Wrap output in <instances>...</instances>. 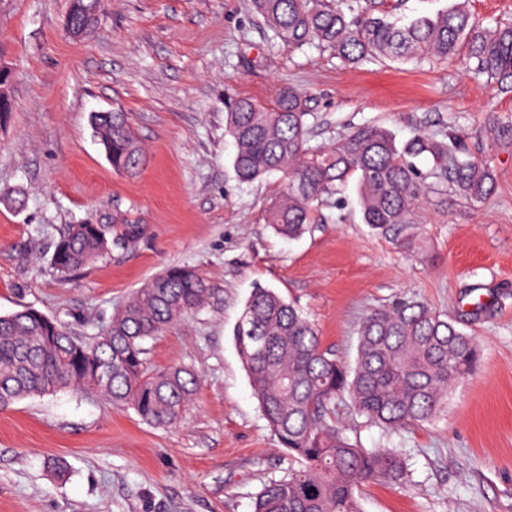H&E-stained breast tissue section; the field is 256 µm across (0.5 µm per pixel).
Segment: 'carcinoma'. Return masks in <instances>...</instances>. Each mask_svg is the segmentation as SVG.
Segmentation results:
<instances>
[{"label":"carcinoma","mask_w":512,"mask_h":512,"mask_svg":"<svg viewBox=\"0 0 512 512\" xmlns=\"http://www.w3.org/2000/svg\"><path fill=\"white\" fill-rule=\"evenodd\" d=\"M466 2L454 0L433 17L404 24L375 14L383 0H369L359 13L336 0H253V7L288 47L316 44L348 63L421 65L446 60L463 44L469 71L496 92L511 93L512 26L480 25ZM308 116L306 100L291 88L271 106L243 97L228 112L237 178L248 183L280 173L288 179L287 191L267 210V223L282 237L304 234L313 211L351 181L363 222L382 235L402 236L408 246L415 245L407 230L421 204L446 205L450 193L481 202L494 189L493 172L453 131L440 139L417 131L399 146L389 129L370 124L313 149ZM92 125L114 170L140 166L143 149L125 113L94 112ZM483 135L492 146L512 145V123L494 121ZM422 156L432 159L426 172L416 163ZM113 222L65 226L51 264L74 272L112 245L132 246L146 234L143 224ZM213 298L198 270L178 266L135 291L92 336H75L64 322L31 307L1 315L0 408L67 389L131 409L154 427L179 422L196 377L184 367L152 369L144 343ZM232 337L270 430L296 462L264 487L254 512H363L359 486L399 484L407 477L405 463L394 448L368 451L352 443L332 421L331 407L346 396L384 429L429 423L446 411L448 393L480 357L473 337L410 299L363 320L350 364L322 346L317 326L292 302L262 286L247 300Z\"/></svg>","instance_id":"1"}]
</instances>
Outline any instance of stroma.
<instances>
[{"instance_id": "stroma-1", "label": "stroma", "mask_w": 512, "mask_h": 512, "mask_svg": "<svg viewBox=\"0 0 512 512\" xmlns=\"http://www.w3.org/2000/svg\"><path fill=\"white\" fill-rule=\"evenodd\" d=\"M68 0H0V315L26 307L92 334L164 269L189 265L211 303L147 340L153 368L180 365L199 381L180 423L155 428L133 410L73 391L0 409V512H253L256 495L294 460L269 429L231 339L255 284L313 319L323 346L354 360L370 312L414 296L455 320L481 349L443 416L386 430L337 402L334 417L360 446L394 448L408 483L368 481L364 512H512V146L488 147V120L512 123V93L495 92L463 55L421 67L348 64L317 46L288 49L252 0H106L93 33L63 27ZM307 99L309 144L382 125L464 134L496 176L488 198L432 205L421 250L374 234L355 188L319 207L309 232L276 235L267 207L282 175L242 183L226 112L237 98ZM118 110L145 149L133 174L113 171L90 115ZM146 224L131 247H111L64 275L51 264L68 224ZM67 466L48 469V459Z\"/></svg>"}]
</instances>
